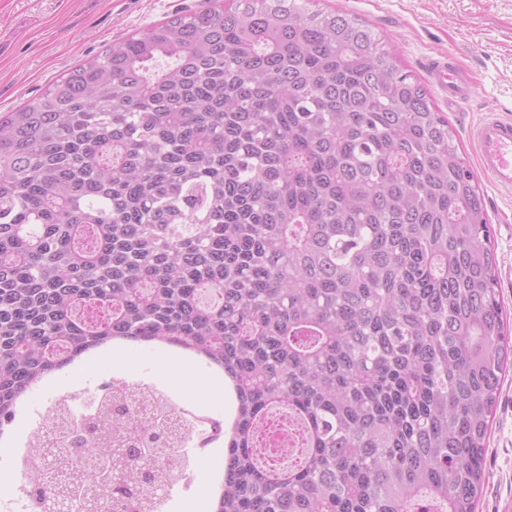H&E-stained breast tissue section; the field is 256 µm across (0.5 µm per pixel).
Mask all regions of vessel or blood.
Segmentation results:
<instances>
[{
	"label": "vessel or blood",
	"instance_id": "vessel-or-blood-1",
	"mask_svg": "<svg viewBox=\"0 0 512 512\" xmlns=\"http://www.w3.org/2000/svg\"><path fill=\"white\" fill-rule=\"evenodd\" d=\"M432 76L447 93L449 105L456 106L470 98L469 77L447 59L433 60ZM468 136L480 171L500 193L512 195V118L486 116L470 127Z\"/></svg>",
	"mask_w": 512,
	"mask_h": 512
}]
</instances>
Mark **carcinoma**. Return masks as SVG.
Wrapping results in <instances>:
<instances>
[{
  "mask_svg": "<svg viewBox=\"0 0 512 512\" xmlns=\"http://www.w3.org/2000/svg\"><path fill=\"white\" fill-rule=\"evenodd\" d=\"M496 271L448 119L372 28L313 0L176 15L0 115V434L98 346L184 347L235 389L214 512H475L512 367ZM274 408L298 465L254 451ZM135 416L63 419L56 461L123 443L156 482L171 420Z\"/></svg>",
  "mask_w": 512,
  "mask_h": 512,
  "instance_id": "obj_1",
  "label": "carcinoma"
}]
</instances>
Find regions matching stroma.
<instances>
[{
  "mask_svg": "<svg viewBox=\"0 0 512 512\" xmlns=\"http://www.w3.org/2000/svg\"><path fill=\"white\" fill-rule=\"evenodd\" d=\"M207 5L208 0H0V113L38 96L114 39ZM319 6L359 17L378 32L401 68L428 86L456 132L461 154L469 165H476L469 126L491 113L512 116V0H319ZM442 55L473 83L470 100L458 111L449 110L447 98L426 69L430 59ZM477 181L492 224L498 288L512 312V196L500 194L485 176ZM156 355L148 344L126 363L94 368L76 362L50 383L34 388L19 403L10 427L17 448L27 447L55 396L105 375L166 388L176 403L201 409L198 377L175 379L158 372ZM187 450L197 459L199 474L195 481L168 490L159 512H179L183 502L200 496L222 458L218 449L204 455L191 444ZM485 459L478 512H512V374L501 384Z\"/></svg>",
  "mask_w": 512,
  "mask_h": 512,
  "instance_id": "1",
  "label": "stroma"
}]
</instances>
